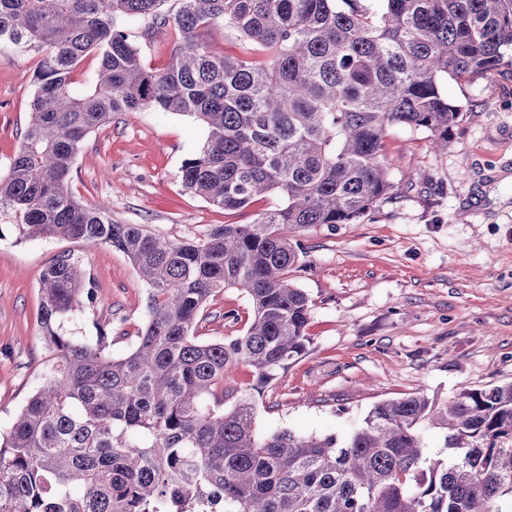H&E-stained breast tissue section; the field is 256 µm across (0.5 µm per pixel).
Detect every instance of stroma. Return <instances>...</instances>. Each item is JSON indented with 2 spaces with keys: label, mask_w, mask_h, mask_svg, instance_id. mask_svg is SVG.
<instances>
[{
  "label": "stroma",
  "mask_w": 512,
  "mask_h": 512,
  "mask_svg": "<svg viewBox=\"0 0 512 512\" xmlns=\"http://www.w3.org/2000/svg\"><path fill=\"white\" fill-rule=\"evenodd\" d=\"M37 55L0 50V173L31 119ZM463 117L443 152L427 132L396 126L385 140L391 198L351 224L301 233L292 282L312 302L307 352L258 387L250 367L225 379L256 390V428L346 437L378 402L512 381V77L441 82ZM203 141L195 118L170 112L113 117L91 133L69 190L108 208L113 221L143 224L174 240L213 224H246L185 191L183 161ZM0 209V428L43 382L52 356L42 336L41 270L63 253L78 258L96 289L73 332L111 326L112 355L130 351L147 316V289L127 257L104 245L19 238ZM235 311L237 322L225 321ZM252 307L236 288L209 305L199 334L242 335Z\"/></svg>",
  "instance_id": "stroma-1"
}]
</instances>
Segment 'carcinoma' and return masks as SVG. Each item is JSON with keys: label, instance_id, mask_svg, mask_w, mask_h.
Returning <instances> with one entry per match:
<instances>
[{"label": "carcinoma", "instance_id": "cac0c4a2", "mask_svg": "<svg viewBox=\"0 0 512 512\" xmlns=\"http://www.w3.org/2000/svg\"><path fill=\"white\" fill-rule=\"evenodd\" d=\"M171 23L167 66L147 67L132 30ZM219 24L245 55L210 50L203 33ZM2 45L40 61L0 208L22 238L124 253L148 305L136 345L115 357L107 329L63 330L95 302L79 261L62 253L42 270L53 362L0 431V512H512V382L379 402L342 440L260 433L252 395L224 389L234 366L267 385L306 352L312 305L289 279L290 234L351 224L389 197V128L448 147L462 108L440 80L512 64V0H0ZM90 58L98 67L78 85ZM117 112L195 117L205 137L182 184L209 204L277 202L191 241L113 222L68 184L86 136ZM226 288L243 291L253 320L203 341ZM430 428L442 457L426 452Z\"/></svg>", "mask_w": 512, "mask_h": 512}]
</instances>
